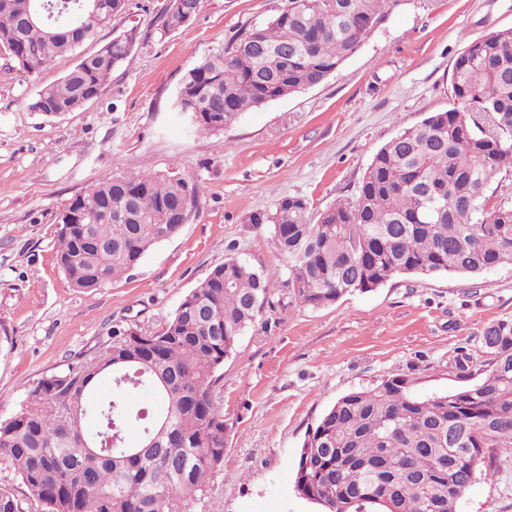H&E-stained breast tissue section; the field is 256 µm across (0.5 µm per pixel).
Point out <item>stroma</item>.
<instances>
[{
	"label": "stroma",
	"instance_id": "35a3bbf8",
	"mask_svg": "<svg viewBox=\"0 0 512 512\" xmlns=\"http://www.w3.org/2000/svg\"><path fill=\"white\" fill-rule=\"evenodd\" d=\"M278 0H202L184 28L159 35L165 0H132L77 55L19 70L0 51V419L26 389L76 365L113 326L155 329L229 255L281 280L270 225L281 197L318 215L356 194L373 155L400 130L454 107L456 58L512 29V0H408L326 80L243 114L220 134L190 129L174 104L185 72ZM145 37L100 97L48 117L27 104L122 30ZM192 178L200 207L180 233L95 293L73 291L55 262L57 215L91 184L128 172ZM512 320V265L474 277L400 276L317 309H275L242 336L222 370L224 464L195 512H319L294 490L307 431L336 400L404 377L424 395L468 387L488 356L484 328ZM459 512H512V447L492 451Z\"/></svg>",
	"mask_w": 512,
	"mask_h": 512
}]
</instances>
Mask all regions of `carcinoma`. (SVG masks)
I'll return each mask as SVG.
<instances>
[{
  "label": "carcinoma",
  "mask_w": 512,
  "mask_h": 512,
  "mask_svg": "<svg viewBox=\"0 0 512 512\" xmlns=\"http://www.w3.org/2000/svg\"><path fill=\"white\" fill-rule=\"evenodd\" d=\"M131 0H0V49L27 72L72 52ZM202 0H166L159 32L188 24ZM404 0H284L199 59L176 90L191 127L217 134L243 113L321 84ZM37 8L45 21H27ZM142 39L133 26L43 87L27 108L76 112L98 98ZM457 105L429 113L374 154L352 199L311 220L284 196L253 222L273 226L280 287L324 307L399 275H479L512 263V199L486 194L512 172V30L472 43L453 65ZM198 208L195 182L139 172L94 183L59 215L56 264L76 292L98 291L176 236ZM275 284L236 257L210 268L159 328L115 326L104 346L40 378L0 419V468L42 512H194L224 462L221 368L241 337L276 309ZM476 384L418 394L405 378L336 400L308 430L295 492L321 512H458L489 448L512 447V320L483 331ZM112 394L94 405L97 381ZM143 392L157 400L146 407ZM97 422L86 429L88 416ZM153 443L160 453L138 454Z\"/></svg>",
  "instance_id": "obj_1"
}]
</instances>
